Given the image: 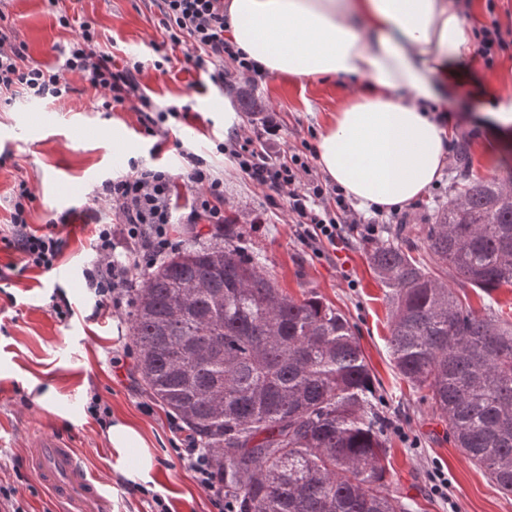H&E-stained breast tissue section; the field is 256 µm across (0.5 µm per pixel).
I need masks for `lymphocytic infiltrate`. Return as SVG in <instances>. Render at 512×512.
Returning a JSON list of instances; mask_svg holds the SVG:
<instances>
[{
  "label": "lymphocytic infiltrate",
  "mask_w": 512,
  "mask_h": 512,
  "mask_svg": "<svg viewBox=\"0 0 512 512\" xmlns=\"http://www.w3.org/2000/svg\"><path fill=\"white\" fill-rule=\"evenodd\" d=\"M165 30L164 41L170 47L190 44V58L195 66L211 71L214 83L227 78L225 62H232L235 72L260 78L255 63L224 35L228 21L224 0H154ZM478 54L486 69H493L501 56L512 52V30L502 28L497 16L475 30ZM99 33L89 23H81L66 50L65 68L58 71L30 64L22 46L17 45L5 29L0 28V94L23 93L38 99H59L72 91L69 75L76 74L105 98L104 108L126 105L143 115L148 135L164 136L169 118L178 117L175 106L158 107L142 96L138 77L143 62H117L100 52ZM281 124L275 113L261 117L252 136L232 137L229 153L238 170L253 183L263 187L268 201L287 196L288 212L293 218L299 239L308 247H332L345 242V227L357 224L365 238L378 232L381 217L362 219L346 200L343 190L319 176L311 145L302 150L276 149ZM183 175L194 189L193 209L187 223L200 219L220 224L224 221V180L200 155L187 152ZM176 177L159 167L137 165L130 172L106 180L96 190L94 202L111 206L116 225L99 224L93 236L95 259L83 276L95 298L97 310L119 317L133 307L138 287L146 273L167 254L174 251L172 188ZM33 195L26 183H19L10 222L13 226L7 248L18 252L25 267L52 270L65 242L53 225L44 230L31 228L27 206ZM125 253H118V246ZM178 464L193 472L199 486L214 496L216 508L224 506V488L218 480L209 449L189 443L174 451Z\"/></svg>",
  "instance_id": "1"
}]
</instances>
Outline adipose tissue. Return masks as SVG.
<instances>
[{"mask_svg":"<svg viewBox=\"0 0 512 512\" xmlns=\"http://www.w3.org/2000/svg\"><path fill=\"white\" fill-rule=\"evenodd\" d=\"M226 33L258 70L298 81L359 76L318 141L323 173L359 207L386 211L423 197L448 162L440 119L462 76L480 63L460 0H225ZM111 452L145 441L118 419ZM155 460L145 452L142 480Z\"/></svg>","mask_w":512,"mask_h":512,"instance_id":"1","label":"adipose tissue"}]
</instances>
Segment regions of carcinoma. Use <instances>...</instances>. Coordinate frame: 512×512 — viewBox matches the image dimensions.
Here are the masks:
<instances>
[{
    "label": "carcinoma",
    "mask_w": 512,
    "mask_h": 512,
    "mask_svg": "<svg viewBox=\"0 0 512 512\" xmlns=\"http://www.w3.org/2000/svg\"><path fill=\"white\" fill-rule=\"evenodd\" d=\"M458 158V196L422 228L368 247L391 299L395 368L448 437L512 495V321L477 313L466 289L512 287V191L473 181ZM194 241L148 274L131 319L151 398L203 448L235 512H412L389 491V421L347 316L310 291L294 299L261 258ZM456 287L450 288L447 279Z\"/></svg>",
    "instance_id": "1"
}]
</instances>
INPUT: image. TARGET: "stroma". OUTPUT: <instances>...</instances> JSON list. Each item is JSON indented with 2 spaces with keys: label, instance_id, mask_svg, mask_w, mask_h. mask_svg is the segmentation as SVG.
<instances>
[{
  "label": "stroma",
  "instance_id": "35a3bbf8",
  "mask_svg": "<svg viewBox=\"0 0 512 512\" xmlns=\"http://www.w3.org/2000/svg\"><path fill=\"white\" fill-rule=\"evenodd\" d=\"M69 15L92 24L100 34L101 51L123 61L145 59L139 77L145 96L160 106L189 105L187 117L169 118L167 137L145 133L131 109L106 111L99 92L79 76H70L69 97L44 101L0 97V228L10 220V200L19 182L34 194L28 223L37 229L51 223L66 246L49 271L24 268L17 252L0 242V484L15 493L0 512H58V505L34 473L28 440L52 428L77 451L85 468L112 486V512H149L137 489L138 449L126 461L111 456L105 428L87 412L91 397L108 405L112 416L132 421L156 459L150 485L164 496L171 512H217L212 496L193 473L174 465L182 435L169 413L144 389L136 357L126 369L112 365L132 345L129 321L96 312L83 271L93 258L96 225L114 223L109 205L92 200L103 180L149 163L180 170L183 151L205 158L224 178V215L237 224L240 247L260 256L269 274L290 296L313 291L339 307L355 327L376 386L385 399L387 478L395 495L413 503V512H512V495L503 494L488 473L471 463L448 440L445 422L432 416L418 394L396 370L387 346L391 304L368 259V242L352 231L338 247L314 254L297 237L286 202L271 205L262 188L242 176L228 155L217 152L229 141L224 107L232 105L239 132L257 120L242 95L250 93L276 113L281 147L300 149L320 135L336 105L362 87L359 78L293 81L273 74L244 83L234 78L214 85L206 70L187 61L186 47L172 52V61L153 66L154 42L160 41L161 16L152 0H67ZM0 26L26 47L30 63L55 67L74 35L58 26L44 0H0ZM512 94V56L501 57L494 69L477 66L462 80V101L451 111L458 122L451 136L467 147L474 179L500 178L512 152V138L496 140L479 124L483 91ZM455 162H448L440 180L417 202L401 208L390 228L419 227L435 221L438 206L455 199ZM178 209L173 234L179 243L192 236L220 234L218 225L185 223L195 192L176 180ZM69 304L72 318L56 316L54 304ZM51 392V405L42 395Z\"/></svg>",
  "mask_w": 512,
  "mask_h": 512
}]
</instances>
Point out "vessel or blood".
Listing matches in <instances>:
<instances>
[{
	"instance_id": "1",
	"label": "vessel or blood",
	"mask_w": 512,
	"mask_h": 512,
	"mask_svg": "<svg viewBox=\"0 0 512 512\" xmlns=\"http://www.w3.org/2000/svg\"><path fill=\"white\" fill-rule=\"evenodd\" d=\"M30 448L38 478L69 504L70 512H112L111 487L86 472L63 438L46 430L32 440Z\"/></svg>"
}]
</instances>
